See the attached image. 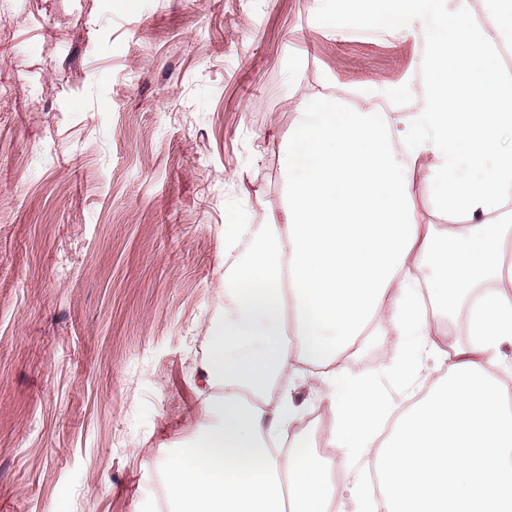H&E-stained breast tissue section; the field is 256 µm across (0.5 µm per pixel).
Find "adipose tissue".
I'll list each match as a JSON object with an SVG mask.
<instances>
[{
  "label": "adipose tissue",
  "mask_w": 512,
  "mask_h": 512,
  "mask_svg": "<svg viewBox=\"0 0 512 512\" xmlns=\"http://www.w3.org/2000/svg\"><path fill=\"white\" fill-rule=\"evenodd\" d=\"M483 20H476V11ZM343 24L418 41L427 78L413 108L361 90L302 94L280 147L285 203L224 277V321L201 367L211 423L164 465L173 512H512V411L500 399V347L512 342V80L495 46L512 37V0H349ZM424 164L434 208L421 223L409 172ZM431 267L442 310L468 302L469 341L437 338L417 273ZM375 334L422 377L447 378L391 416L374 380L340 359ZM327 398L339 465L281 439L301 412L294 381ZM391 420L387 435L378 424ZM373 467L376 483L361 479ZM341 479H334V472Z\"/></svg>",
  "instance_id": "1"
}]
</instances>
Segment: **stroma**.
<instances>
[{
    "instance_id": "35a3bbf8",
    "label": "stroma",
    "mask_w": 512,
    "mask_h": 512,
    "mask_svg": "<svg viewBox=\"0 0 512 512\" xmlns=\"http://www.w3.org/2000/svg\"><path fill=\"white\" fill-rule=\"evenodd\" d=\"M418 55L312 0H0V512H168L224 228L282 207L295 88L404 83ZM380 342L343 367L408 406Z\"/></svg>"
}]
</instances>
